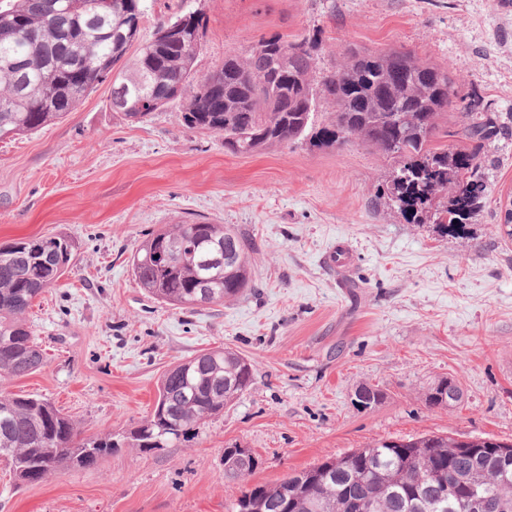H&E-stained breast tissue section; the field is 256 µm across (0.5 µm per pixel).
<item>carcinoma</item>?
Instances as JSON below:
<instances>
[{"mask_svg":"<svg viewBox=\"0 0 512 512\" xmlns=\"http://www.w3.org/2000/svg\"><path fill=\"white\" fill-rule=\"evenodd\" d=\"M141 0H0V140L37 131L64 118L90 92L112 79V111L141 122L181 99L183 124L224 136V151L249 155L307 140L314 147L354 139L403 165L389 197L416 218L432 213L443 231L467 220L483 193L479 172L488 138L482 112L466 113L470 150L437 152L438 118L453 105L448 73L392 49L350 52L316 89L314 44L274 35L197 80L195 62L207 21L200 17L165 37L138 43ZM138 44L136 58L126 55ZM335 112L315 124L317 99ZM75 244L65 235L20 239L0 246V381L38 371L45 363L27 314L34 299L72 267ZM253 249L229 224L195 216L145 234L132 256L137 284L175 310L222 305L255 287ZM252 364L224 349L197 354L168 369L153 412L117 438L84 437L77 424L42 395L0 388V463L18 485L47 482L69 469H94L114 448H170L233 405L251 386ZM462 394L443 377L424 393L430 408L450 406L445 393ZM382 397L373 385L354 393L370 409ZM490 437L467 441L421 435L378 440L296 472L275 485H255L232 512H414L417 496L436 503L442 479L460 498L477 492L485 506L446 512H512V481L499 478Z\"/></svg>","mask_w":512,"mask_h":512,"instance_id":"obj_1","label":"carcinoma"}]
</instances>
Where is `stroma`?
<instances>
[{
    "instance_id": "1",
    "label": "stroma",
    "mask_w": 512,
    "mask_h": 512,
    "mask_svg": "<svg viewBox=\"0 0 512 512\" xmlns=\"http://www.w3.org/2000/svg\"><path fill=\"white\" fill-rule=\"evenodd\" d=\"M141 41L183 9L207 19L205 75L259 39L317 35L315 71L347 48L406 49L447 70L456 107L434 146L464 150L472 105L497 130L481 163L482 202L458 232L408 219L386 194L398 163L352 141L302 142L253 155L187 128L174 101L134 123L112 111L111 82L36 132L0 141V244L62 234L74 264L27 319L48 360L6 381L41 394L88 435L150 416L165 370L228 347L253 365L250 388L188 441L119 448L93 469L15 486L0 466V512H231L255 484H276L382 438L422 433L512 440V0H143ZM201 214L254 249L255 293L194 311L140 288L130 258L147 230ZM353 256L327 266L337 240ZM455 379L459 405L423 393ZM368 384L384 398L358 410ZM251 449V475H224V451ZM448 388L457 392V400L453 403H448ZM445 393L447 398H445ZM462 398V391L459 385L452 379L443 377L431 384L424 393L425 404L429 408H447L460 403Z\"/></svg>"
}]
</instances>
